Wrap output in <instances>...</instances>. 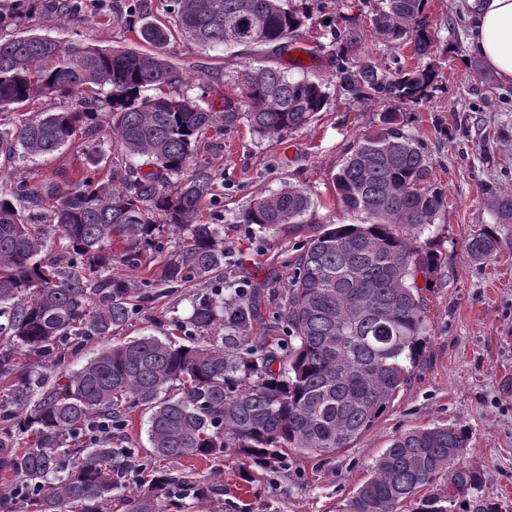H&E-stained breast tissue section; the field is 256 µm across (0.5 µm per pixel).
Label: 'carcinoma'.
I'll use <instances>...</instances> for the list:
<instances>
[{
    "label": "carcinoma",
    "mask_w": 512,
    "mask_h": 512,
    "mask_svg": "<svg viewBox=\"0 0 512 512\" xmlns=\"http://www.w3.org/2000/svg\"><path fill=\"white\" fill-rule=\"evenodd\" d=\"M175 22L197 46L252 45L286 51L311 19L292 0H172ZM426 0H381L371 27L377 38L411 44L418 64L388 68L354 52L356 42L335 26L336 78L347 99L387 106L384 126L364 135L334 175L344 209L359 224L325 228L291 261L292 288L275 316V336L249 335L262 318L257 291L215 289L193 305L176 334L134 337L107 345L77 369L68 358L85 343L123 329L146 297L140 283L112 273V263L147 265L165 233L178 237L159 266L160 282H207L224 267V241L213 224L196 223L214 175L197 160L198 137H219L241 120L262 138L309 124L327 103L322 83L289 78L260 56L241 71L224 113L203 97L158 90L181 81L165 57V28L141 27L150 53L89 46L49 36L0 39V112L45 95H81L80 108L41 112L0 131V155L50 154L106 113L112 141L128 156L146 157L152 171L112 164L98 182L71 178L40 223L18 204L35 191L0 192V512H104L127 477L126 448L112 431L131 413L149 411L152 454L176 463L224 456L231 437L263 469L287 452L318 456L366 433L408 385L422 360L428 325L415 273L438 268L440 255L407 235L433 223L445 207L428 185L416 141L396 123V106L419 103L437 89L430 62L434 33ZM43 0L0 6V28L18 27ZM308 192L286 185L256 199L245 224L276 232L299 224ZM497 224H512V195L489 202ZM121 245L114 253L112 248ZM488 231L468 246L483 260L500 251ZM230 291L224 295V291ZM224 330L220 341L213 330ZM41 357L37 365L22 357ZM29 447L23 448L21 444ZM468 431L434 426L396 438L353 497L352 512H397L423 490L417 512H448L451 490H477V469L464 463ZM447 477L448 491L436 492ZM148 490L125 500L127 512H181L224 488L189 472L152 469Z\"/></svg>",
    "instance_id": "cac0c4a2"
}]
</instances>
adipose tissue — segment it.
<instances>
[{
	"label": "adipose tissue",
	"instance_id": "obj_1",
	"mask_svg": "<svg viewBox=\"0 0 512 512\" xmlns=\"http://www.w3.org/2000/svg\"><path fill=\"white\" fill-rule=\"evenodd\" d=\"M471 52L512 85V0H465Z\"/></svg>",
	"mask_w": 512,
	"mask_h": 512
}]
</instances>
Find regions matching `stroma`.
I'll return each instance as SVG.
<instances>
[{"label":"stroma","mask_w":512,"mask_h":512,"mask_svg":"<svg viewBox=\"0 0 512 512\" xmlns=\"http://www.w3.org/2000/svg\"><path fill=\"white\" fill-rule=\"evenodd\" d=\"M166 6L167 0H78L73 16L44 6L20 27L0 31V37L37 34L145 52L149 46L140 36L141 26L161 22L171 29L164 53L182 77L177 92L204 95L214 111H223L224 97L253 57V47H198L174 30ZM377 7L378 0H338V23L355 29L358 55L416 66L410 45L372 35L369 18ZM425 13L436 36L438 88L420 103L401 106L398 114L401 128L429 162L428 183L448 200L433 224L416 233L441 256L434 273L417 278L429 327L423 359L375 425L334 453H292L285 466L267 471L252 468L234 447L218 462L182 460V469L193 470L198 479L223 484L224 501L209 504V512H234L242 504L249 512H351L357 487L395 438L448 424L469 430L465 461L482 476L480 489L457 495L454 512H472L477 500L512 512V224H495L488 206L492 196L512 195V86L500 83L471 53L464 0H427ZM295 40L297 50H270L266 57L290 77L323 83L328 99L316 119L273 140L259 138L241 122L223 137L204 135L197 145L198 159L214 174L199 220L217 225L224 238V268L217 277L260 289L271 311L291 286L290 262L305 240L322 225L356 223V216L337 203L332 178L354 141L380 128L384 116L383 106L353 103L341 91L336 50L320 15H313ZM97 148L120 161L105 116L89 135L77 136L53 154L1 156L0 190L25 181L66 191L70 177L86 168L88 153ZM287 184L303 186L310 194L312 205L302 223L274 234L242 223L252 200ZM491 227L501 240L500 251L473 260L470 239ZM210 292V286L193 282L149 295L122 339L165 336L172 321L188 318L193 304ZM147 420L146 412H135L132 428L114 442L132 449L133 458L111 512H125L122 499L143 488L142 468L159 464L149 447Z\"/></svg>","instance_id":"stroma-1"}]
</instances>
